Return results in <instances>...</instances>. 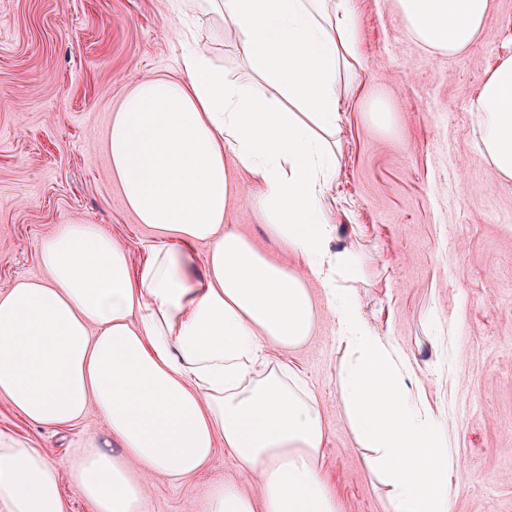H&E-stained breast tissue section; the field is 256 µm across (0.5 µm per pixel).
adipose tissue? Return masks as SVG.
<instances>
[{"label": "adipose tissue", "instance_id": "obj_1", "mask_svg": "<svg viewBox=\"0 0 512 512\" xmlns=\"http://www.w3.org/2000/svg\"><path fill=\"white\" fill-rule=\"evenodd\" d=\"M196 2L236 35L258 81L230 77L199 47L182 55L180 77L143 79L114 113L107 148L127 207L155 236L144 260L76 219L42 240L45 278L0 290V399L50 429L96 409L107 437L53 462L0 431V512H68L67 479L94 512H145L154 477L196 475L221 447L253 491L218 480L187 512H336L320 472V404L277 357L315 333L312 280L345 351L350 425L391 512H448L447 431L408 358L341 286L356 250L332 247L337 89L359 61L351 0ZM395 6L420 44L453 56L478 39L490 2ZM474 108L478 150L512 179V55L481 76ZM233 168L302 267L270 260L225 223Z\"/></svg>", "mask_w": 512, "mask_h": 512}]
</instances>
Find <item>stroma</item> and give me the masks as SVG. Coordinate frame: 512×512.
<instances>
[{"mask_svg":"<svg viewBox=\"0 0 512 512\" xmlns=\"http://www.w3.org/2000/svg\"><path fill=\"white\" fill-rule=\"evenodd\" d=\"M361 67L338 90L336 177L327 202L339 246H353L352 281L368 319L411 363L456 451L448 512H512V181L473 139L480 76L512 52V0H492L485 28L463 54L430 51L402 26L393 0H353ZM186 0H0V289L42 276L41 240L80 219L144 256L151 232L124 207L105 148L124 96L146 77H174L188 43ZM214 65L239 80L254 74L231 31L196 22ZM383 104L388 126L370 110ZM225 223L272 259L296 256L265 231L251 185L238 180ZM343 357L321 308L313 339L287 354L323 411L321 461L337 512H388L348 424L336 377ZM0 431L50 460L103 438L89 411L74 427L44 429L0 400ZM217 451L209 469L152 482L146 512H185L219 479H243Z\"/></svg>","mask_w":512,"mask_h":512,"instance_id":"35a3bbf8","label":"stroma"}]
</instances>
